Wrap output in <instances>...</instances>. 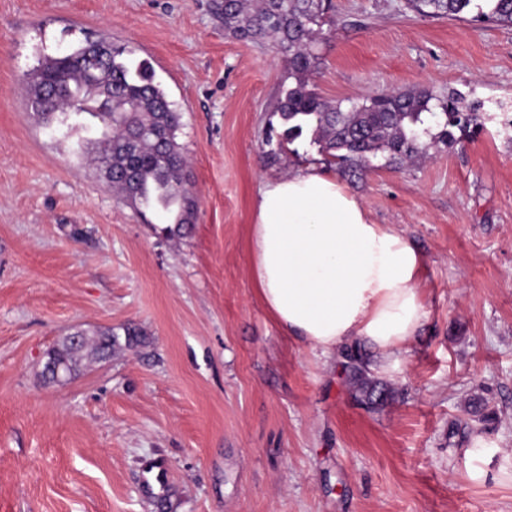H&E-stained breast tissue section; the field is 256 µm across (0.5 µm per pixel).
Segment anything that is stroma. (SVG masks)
Masks as SVG:
<instances>
[{
    "label": "stroma",
    "instance_id": "35a3bbf8",
    "mask_svg": "<svg viewBox=\"0 0 512 512\" xmlns=\"http://www.w3.org/2000/svg\"><path fill=\"white\" fill-rule=\"evenodd\" d=\"M315 77L328 101L392 88L512 104V26L420 18L404 0H331ZM106 37L148 60L182 110L197 213L164 234L77 143L45 126L24 77ZM288 65L224 31L214 0H0V512H512V137L492 114L409 168L352 186L425 256L427 319L371 409L339 360L287 336L250 258ZM132 325L140 345L43 376L76 330ZM496 417L481 422L468 401Z\"/></svg>",
    "mask_w": 512,
    "mask_h": 512
}]
</instances>
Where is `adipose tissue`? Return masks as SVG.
Returning a JSON list of instances; mask_svg holds the SVG:
<instances>
[{
    "mask_svg": "<svg viewBox=\"0 0 512 512\" xmlns=\"http://www.w3.org/2000/svg\"><path fill=\"white\" fill-rule=\"evenodd\" d=\"M251 258L266 310L322 356L363 342L395 367L426 319L422 253L325 165L260 185Z\"/></svg>",
    "mask_w": 512,
    "mask_h": 512,
    "instance_id": "1",
    "label": "adipose tissue"
}]
</instances>
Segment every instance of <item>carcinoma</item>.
I'll list each match as a JSON object with an SVG mask.
<instances>
[{"mask_svg": "<svg viewBox=\"0 0 512 512\" xmlns=\"http://www.w3.org/2000/svg\"><path fill=\"white\" fill-rule=\"evenodd\" d=\"M329 8L328 0H256L253 4L222 0L219 4L224 30L245 42L270 36L277 53L286 58L293 83L282 90L274 107L284 125L279 150L308 132L324 163L354 178L374 168L380 156L389 165L412 164L426 157L431 145L452 146L458 140L456 133L464 134L476 125L483 104L474 101L462 108L465 95L458 90L448 92L438 112L429 106L432 95L425 89L385 91L347 106L324 99L311 76L318 65L317 48L325 38ZM405 8L423 18L469 16L478 22L512 25V0H405ZM85 48L82 44L62 56L48 57L30 73L33 107L48 126L81 114L98 120L102 178L133 207H152L174 218L179 230L193 223L195 200L184 177L186 158L176 141L182 112L155 82L147 62L131 58L132 51L124 46H112L110 63L91 81L80 68ZM48 86L57 87L58 95L46 105L41 90ZM99 87L112 90L110 112L93 110ZM431 121L438 132H431ZM120 343L119 334L109 329L78 344L68 340L48 357L60 367L65 381L83 360L110 356ZM342 358L356 396L370 407L386 404L391 392L370 377L361 350L348 347Z\"/></svg>", "mask_w": 512, "mask_h": 512, "instance_id": "carcinoma-1", "label": "carcinoma"}]
</instances>
